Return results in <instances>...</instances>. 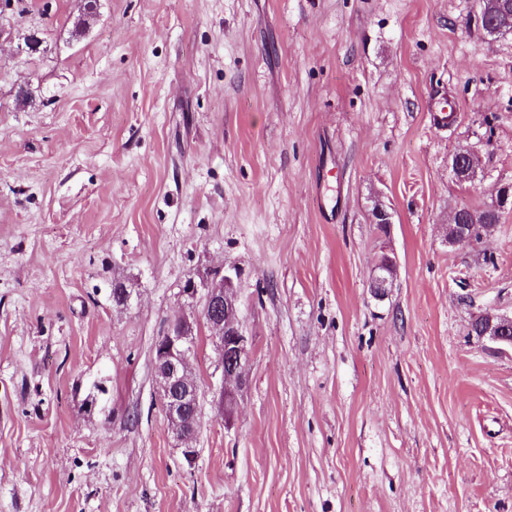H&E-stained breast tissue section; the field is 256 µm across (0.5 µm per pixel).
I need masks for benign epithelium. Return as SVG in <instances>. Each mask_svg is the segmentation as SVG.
Here are the masks:
<instances>
[{"instance_id": "benign-epithelium-1", "label": "benign epithelium", "mask_w": 512, "mask_h": 512, "mask_svg": "<svg viewBox=\"0 0 512 512\" xmlns=\"http://www.w3.org/2000/svg\"><path fill=\"white\" fill-rule=\"evenodd\" d=\"M504 0H482L480 18L493 20L491 33L496 34L512 26V17L506 13ZM454 173L460 183L474 179L477 159L471 150L464 148L457 153L453 164ZM491 228L489 224H452L447 227L446 239L452 246H468L480 240ZM239 270L234 266L224 268L209 279L196 283L189 282L184 294L194 299L198 288H204L203 301L206 304L207 320L216 331L214 339L224 375V393L221 409L224 424L230 425L237 404L238 392L245 380L246 368L251 351V342L245 335L239 319L238 287ZM397 277V264L391 257L380 260L372 272L371 288L377 298H383L393 287ZM193 316L178 317L177 326L167 330L158 343L154 355V371L168 427L177 442L181 455L187 462L195 460L198 449L192 447L193 435L187 430L189 407L200 401L201 388L192 377L191 352L194 348ZM512 326V318L500 316L489 320L487 332L497 342H508L500 332Z\"/></svg>"}]
</instances>
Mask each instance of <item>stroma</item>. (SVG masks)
Here are the masks:
<instances>
[{
    "label": "stroma",
    "instance_id": "35a3bbf8",
    "mask_svg": "<svg viewBox=\"0 0 512 512\" xmlns=\"http://www.w3.org/2000/svg\"><path fill=\"white\" fill-rule=\"evenodd\" d=\"M85 3L0 9V512H512V346L469 332L512 317V208L445 240L512 185V32L479 0ZM231 265L246 381L225 425L198 323L190 466L153 348ZM477 165V159L471 150L463 148L462 151L457 153L453 171L459 177L461 184L469 183L474 179ZM502 211L491 207L483 210L459 209L456 224L447 226L446 239L452 246H468L480 240L494 224L501 220ZM397 277V264L395 259L388 256L380 260L372 272L371 288L377 298H383L388 294L389 288H393Z\"/></svg>",
    "mask_w": 512,
    "mask_h": 512
}]
</instances>
